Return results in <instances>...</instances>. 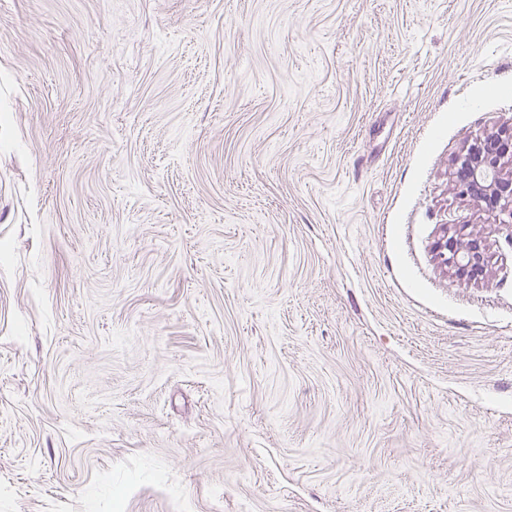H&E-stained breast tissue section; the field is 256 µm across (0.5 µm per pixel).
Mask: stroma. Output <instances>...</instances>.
Returning a JSON list of instances; mask_svg holds the SVG:
<instances>
[{"label": "stroma", "mask_w": 512, "mask_h": 512, "mask_svg": "<svg viewBox=\"0 0 512 512\" xmlns=\"http://www.w3.org/2000/svg\"><path fill=\"white\" fill-rule=\"evenodd\" d=\"M510 127L512 0H0V512H512ZM508 161L512 164V130L476 139L457 159L455 183L458 194L476 201L512 241V173L504 172ZM470 228L468 224L462 225L455 228L451 235L446 228L435 246L441 263L452 269L458 280L466 284L486 276V246L482 235Z\"/></svg>", "instance_id": "stroma-1"}]
</instances>
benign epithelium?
Wrapping results in <instances>:
<instances>
[{
	"label": "benign epithelium",
	"mask_w": 512,
	"mask_h": 512,
	"mask_svg": "<svg viewBox=\"0 0 512 512\" xmlns=\"http://www.w3.org/2000/svg\"><path fill=\"white\" fill-rule=\"evenodd\" d=\"M508 161L512 162V131L477 139L458 157L455 183L458 194L477 202L508 231L512 241V173L504 172ZM435 249L441 263L452 269L460 282L468 284L486 276V246L470 225L443 234Z\"/></svg>",
	"instance_id": "obj_1"
}]
</instances>
